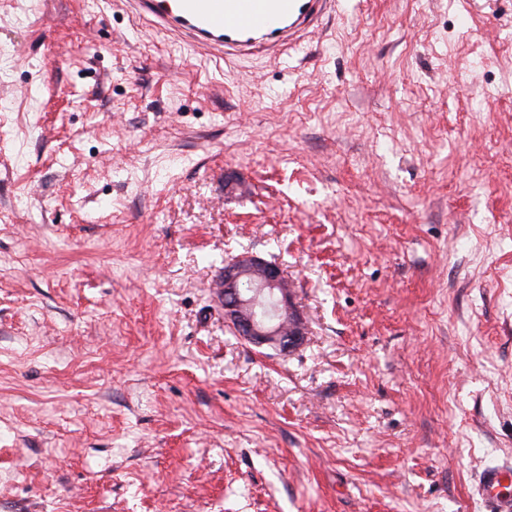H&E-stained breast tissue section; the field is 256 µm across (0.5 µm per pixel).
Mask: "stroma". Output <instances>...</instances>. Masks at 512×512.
I'll use <instances>...</instances> for the list:
<instances>
[{"mask_svg":"<svg viewBox=\"0 0 512 512\" xmlns=\"http://www.w3.org/2000/svg\"><path fill=\"white\" fill-rule=\"evenodd\" d=\"M247 253L288 353L213 296ZM497 465L512 0H339L233 63L123 0H0V512H490ZM228 263L224 266L222 304L228 313L227 318L232 320L228 319L234 331L255 345H278L284 352L299 345L307 329L290 303L288 280L281 268L250 255L237 256ZM249 274L257 275L251 284L276 294L282 320L260 319L256 314L254 300L241 295L240 288Z\"/></svg>","mask_w":512,"mask_h":512,"instance_id":"35a3bbf8","label":"stroma"}]
</instances>
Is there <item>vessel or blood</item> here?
Listing matches in <instances>:
<instances>
[{"mask_svg":"<svg viewBox=\"0 0 512 512\" xmlns=\"http://www.w3.org/2000/svg\"><path fill=\"white\" fill-rule=\"evenodd\" d=\"M335 0H127L131 12L215 57L278 58L312 38ZM479 492L494 512H512V469H486Z\"/></svg>","mask_w":512,"mask_h":512,"instance_id":"obj_1","label":"vessel or blood"}]
</instances>
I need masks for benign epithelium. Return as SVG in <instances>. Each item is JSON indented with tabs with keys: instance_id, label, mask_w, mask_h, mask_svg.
I'll use <instances>...</instances> for the list:
<instances>
[{
	"instance_id": "obj_1",
	"label": "benign epithelium",
	"mask_w": 512,
	"mask_h": 512,
	"mask_svg": "<svg viewBox=\"0 0 512 512\" xmlns=\"http://www.w3.org/2000/svg\"><path fill=\"white\" fill-rule=\"evenodd\" d=\"M249 274L257 275L251 284L276 294L282 320L259 318L254 300L241 295L240 288ZM223 297L224 311L231 318L232 328L255 345L273 344L288 351L299 345L306 335V326L290 303L288 280L276 264L250 255H240L229 261L224 266Z\"/></svg>"
}]
</instances>
